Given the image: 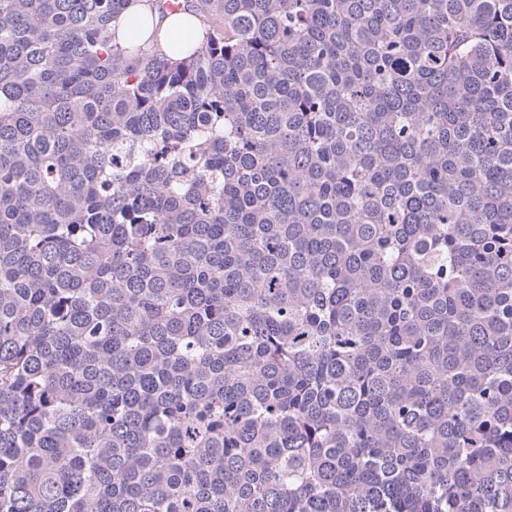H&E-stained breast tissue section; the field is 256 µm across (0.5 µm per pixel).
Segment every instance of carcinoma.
Instances as JSON below:
<instances>
[{"instance_id":"1","label":"carcinoma","mask_w":512,"mask_h":512,"mask_svg":"<svg viewBox=\"0 0 512 512\" xmlns=\"http://www.w3.org/2000/svg\"><path fill=\"white\" fill-rule=\"evenodd\" d=\"M0 0V512H512V0ZM138 19L153 21L154 25L159 24V36L157 45L167 55L174 58H181L185 55H178L184 52H177L176 47L187 45L195 49L204 39L205 30L192 15L175 16L169 15L161 19L156 11H152L144 2L133 0L128 6L125 15L122 17L118 27L117 39L123 42L125 32L129 26Z\"/></svg>"}]
</instances>
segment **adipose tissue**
I'll return each mask as SVG.
<instances>
[{"mask_svg":"<svg viewBox=\"0 0 512 512\" xmlns=\"http://www.w3.org/2000/svg\"><path fill=\"white\" fill-rule=\"evenodd\" d=\"M139 19L158 23L157 45L170 56L175 55L177 47L186 45L193 49L204 39L205 30L194 16L170 15L162 18L146 5L145 0H132L119 23V32H126L129 26Z\"/></svg>","mask_w":512,"mask_h":512,"instance_id":"adipose-tissue-1","label":"adipose tissue"}]
</instances>
